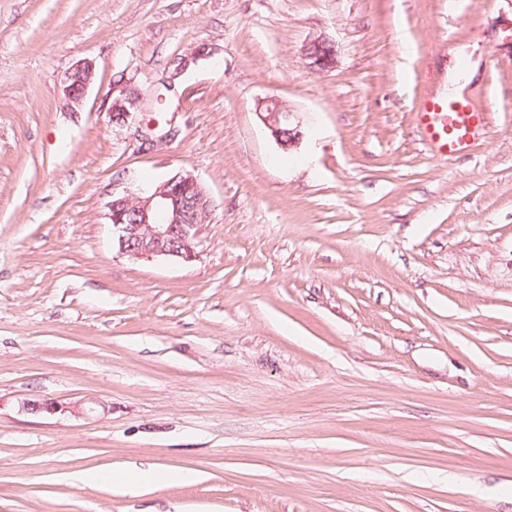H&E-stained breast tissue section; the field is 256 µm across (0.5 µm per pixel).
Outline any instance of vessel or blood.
<instances>
[{"instance_id": "vessel-or-blood-1", "label": "vessel or blood", "mask_w": 512, "mask_h": 512, "mask_svg": "<svg viewBox=\"0 0 512 512\" xmlns=\"http://www.w3.org/2000/svg\"><path fill=\"white\" fill-rule=\"evenodd\" d=\"M415 117L425 140L442 158L466 149L489 129L488 112L459 101L446 105L422 100L415 107Z\"/></svg>"}]
</instances>
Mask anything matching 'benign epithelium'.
I'll return each mask as SVG.
<instances>
[{
    "label": "benign epithelium",
    "mask_w": 512,
    "mask_h": 512,
    "mask_svg": "<svg viewBox=\"0 0 512 512\" xmlns=\"http://www.w3.org/2000/svg\"><path fill=\"white\" fill-rule=\"evenodd\" d=\"M211 55L205 44L183 58L170 80L179 78L193 61ZM307 66L314 72L332 68L334 46L327 40L314 39L304 47ZM92 64L83 62L73 67L62 82L67 104L82 106L93 82ZM139 101V92L127 86L112 99V120L119 126L128 123ZM256 113L282 149L297 145L303 136L297 113L275 95L258 100ZM212 207L204 185L190 173H179L159 184L137 193L126 192L112 197L108 218L112 224V242L119 253L133 260L164 258L191 261L196 257L198 227L205 223Z\"/></svg>",
    "instance_id": "7a95c632"
}]
</instances>
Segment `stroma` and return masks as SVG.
Listing matches in <instances>:
<instances>
[{"label": "stroma", "mask_w": 512, "mask_h": 512, "mask_svg": "<svg viewBox=\"0 0 512 512\" xmlns=\"http://www.w3.org/2000/svg\"><path fill=\"white\" fill-rule=\"evenodd\" d=\"M455 80L490 132L444 161ZM185 172L197 258L118 253L112 197ZM152 466L199 478L73 481ZM0 512H512V0H0ZM304 57L310 70L325 71L333 68L335 64V49L327 40L314 39L305 45ZM92 64L83 62L73 67L62 82V94L67 104L76 109L82 106L89 86L93 82ZM126 83L122 81L119 85L122 89L120 94L113 98L111 106L112 120L120 127L128 123L133 113L132 110L136 107L140 98L139 92L136 89L127 87ZM256 113L270 136L284 150L297 145L303 136L296 112L275 95L258 100ZM415 117L424 139L441 158L452 157L489 132V113L468 101L446 106L424 99L416 105Z\"/></svg>", "instance_id": "1"}]
</instances>
